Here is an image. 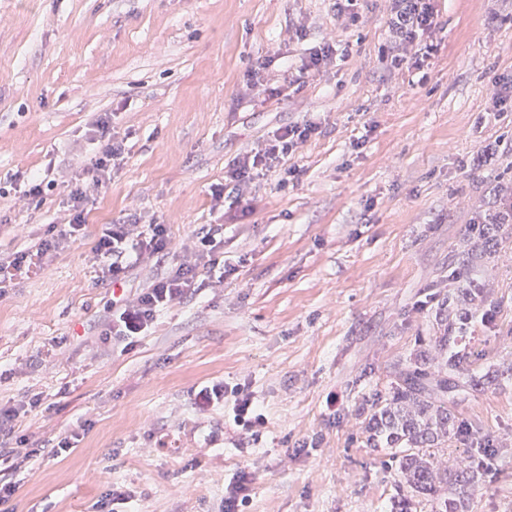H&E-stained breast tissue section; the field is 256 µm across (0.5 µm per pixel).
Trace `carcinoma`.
Listing matches in <instances>:
<instances>
[{
    "instance_id": "carcinoma-1",
    "label": "carcinoma",
    "mask_w": 512,
    "mask_h": 512,
    "mask_svg": "<svg viewBox=\"0 0 512 512\" xmlns=\"http://www.w3.org/2000/svg\"><path fill=\"white\" fill-rule=\"evenodd\" d=\"M472 224L485 236L492 224H512V210L476 211ZM439 335L418 339L416 353L401 363L386 395L369 405L363 434L375 442L383 439L396 449L399 493L395 512H414L415 498L437 502L435 512H467L469 499L484 477L474 457L450 470L438 461L435 449L448 444L455 416L444 396L448 376L458 373L472 357L463 345L467 320L479 312L491 324L497 305L487 301L480 288H459L441 300Z\"/></svg>"
}]
</instances>
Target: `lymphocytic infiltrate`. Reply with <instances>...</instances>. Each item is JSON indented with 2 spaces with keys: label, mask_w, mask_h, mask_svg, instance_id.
<instances>
[{
  "label": "lymphocytic infiltrate",
  "mask_w": 512,
  "mask_h": 512,
  "mask_svg": "<svg viewBox=\"0 0 512 512\" xmlns=\"http://www.w3.org/2000/svg\"><path fill=\"white\" fill-rule=\"evenodd\" d=\"M391 46L390 65L399 69L413 60L412 50L420 36L433 32L437 14L432 0H388ZM348 46L336 37L324 39L309 48L297 65L291 85H298L302 76H313L332 65L336 58L346 57ZM322 132L320 123L312 120L294 122L277 128L263 142L240 152L224 168V180L211 187L213 209L224 206L225 193L245 199L261 175L281 171V185L298 180L300 169L290 164L296 151ZM97 143L98 151L71 176L65 185H58L48 176L28 175L22 192L28 200H40L48 192L62 189L64 213L48 224L38 242L37 253L51 260L81 243L87 233V217L99 194L108 185L114 170L120 169L128 155V134L117 131L111 115L97 119L85 134ZM99 281L118 288L119 293L107 305L102 323V344L130 351L147 336L158 313L187 295L205 288L223 287L230 271L224 266V240L217 230L204 228L189 235L175 237L170 225L139 223L129 218L101 225L87 256ZM146 277V283L126 294L122 288L132 271ZM230 404L233 420L242 429L243 439L255 436L265 424V416L248 384L227 385L221 382L205 385L192 393V407L206 412ZM41 405L37 394L0 404V447L12 448L14 456L29 461L39 456V449L30 447L28 438L15 436L16 423L28 417Z\"/></svg>",
  "instance_id": "f902f5d3"
}]
</instances>
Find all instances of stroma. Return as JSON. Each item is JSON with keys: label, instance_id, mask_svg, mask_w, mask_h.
<instances>
[{"label": "stroma", "instance_id": "35a3bbf8", "mask_svg": "<svg viewBox=\"0 0 512 512\" xmlns=\"http://www.w3.org/2000/svg\"><path fill=\"white\" fill-rule=\"evenodd\" d=\"M435 51L419 69L390 67L384 0H362L338 31L333 0H0V185L54 168L68 177L97 147L103 112L129 132V155L88 217L89 232L136 214L184 236L224 227L220 292L159 312L128 353L102 349L112 297L83 249L31 257L0 296V401L42 406L20 433L40 442L88 423L78 446L27 464L0 456L17 490L8 512H96L111 487L134 512H218L249 472L247 512H392L388 449L362 434L368 402L437 331L449 272L472 269L497 302L473 320L474 377L494 384L453 412L495 450L468 512H512V224L483 246L474 211L512 186V112L487 88L512 80V0H435ZM303 39H293L295 28ZM340 35L347 58L291 95L249 94L246 74L281 53L298 59ZM325 134L303 145L296 184L257 181L249 203L211 207L224 167L290 122ZM363 141L361 151L352 144ZM0 198V250L32 248L62 208ZM249 383L267 423L239 447L225 409L195 414V388Z\"/></svg>", "mask_w": 512, "mask_h": 512}]
</instances>
